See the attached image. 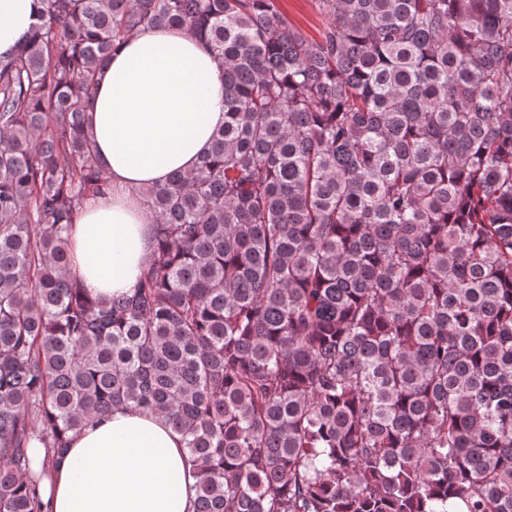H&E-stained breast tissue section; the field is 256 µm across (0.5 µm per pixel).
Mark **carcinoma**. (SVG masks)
Returning a JSON list of instances; mask_svg holds the SVG:
<instances>
[{"label":"carcinoma","instance_id":"cac0c4a2","mask_svg":"<svg viewBox=\"0 0 512 512\" xmlns=\"http://www.w3.org/2000/svg\"><path fill=\"white\" fill-rule=\"evenodd\" d=\"M0 59V512L118 407L181 434L192 512H512V0H45ZM224 65V126L141 191L133 292L68 274L85 132L145 29ZM276 10L309 39L319 38L329 25V18L317 0H274Z\"/></svg>","mask_w":512,"mask_h":512}]
</instances>
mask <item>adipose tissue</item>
<instances>
[{
  "mask_svg": "<svg viewBox=\"0 0 512 512\" xmlns=\"http://www.w3.org/2000/svg\"><path fill=\"white\" fill-rule=\"evenodd\" d=\"M43 0H0V55L15 48L44 11ZM224 124L218 61L179 28H154L121 44L97 77L86 131L111 177L87 200L70 234V274L92 295L131 293L154 242L138 188L194 169ZM45 512H192L195 479L181 436L159 416L117 409L72 432L44 466Z\"/></svg>",
  "mask_w": 512,
  "mask_h": 512,
  "instance_id": "adipose-tissue-1",
  "label": "adipose tissue"
}]
</instances>
